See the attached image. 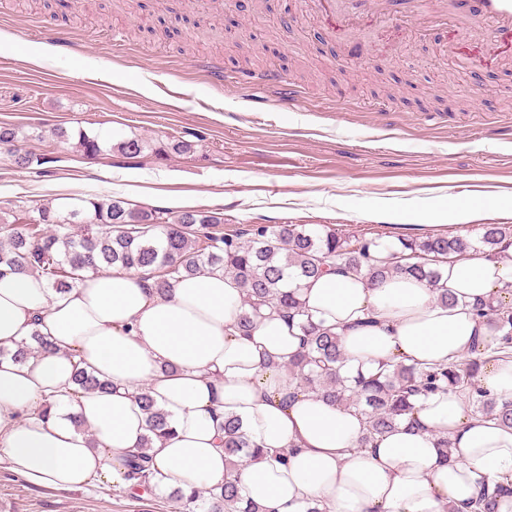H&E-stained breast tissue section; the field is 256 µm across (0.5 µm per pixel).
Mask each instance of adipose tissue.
<instances>
[{
	"label": "adipose tissue",
	"mask_w": 512,
	"mask_h": 512,
	"mask_svg": "<svg viewBox=\"0 0 512 512\" xmlns=\"http://www.w3.org/2000/svg\"><path fill=\"white\" fill-rule=\"evenodd\" d=\"M439 269L433 288L399 274L327 273L302 279L298 299L335 328L347 376L390 362L445 364L475 342L497 344L473 308L512 286V244ZM241 307V289L220 268L171 280L164 293L134 269L49 293L0 265V348L35 333L48 344L21 361L0 358V466L59 492L97 480L129 488L123 461L150 434L146 392L170 427L148 450L156 479L186 494L231 481L264 512L315 502L328 512H464L482 487L512 480V428L472 416L459 390L418 398L412 421L366 441L363 415L299 391L288 370L301 347L297 321L266 309L245 336ZM80 368L110 389L76 391ZM228 416L268 458L226 470ZM443 438L450 448H439Z\"/></svg>",
	"instance_id": "obj_1"
}]
</instances>
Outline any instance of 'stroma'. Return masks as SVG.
<instances>
[{
  "label": "stroma",
  "instance_id": "stroma-1",
  "mask_svg": "<svg viewBox=\"0 0 512 512\" xmlns=\"http://www.w3.org/2000/svg\"><path fill=\"white\" fill-rule=\"evenodd\" d=\"M0 0V122L27 132L20 148L46 163L17 168L0 151V208L28 214L58 198L168 197L224 215V227L304 224L394 243L427 235L416 215L495 195L458 226L512 225V52L479 70L484 25L397 26L394 14L331 34L315 0H270L265 11L182 8L139 0ZM276 38H269L270 28ZM252 43L262 63L236 48ZM368 68L351 65L352 43ZM456 44L460 54L447 53ZM224 67L214 82L209 67ZM278 71L299 92L278 105L258 76ZM197 140L194 156H85L52 131ZM0 512H181L170 493L139 496L98 481L74 492L0 469Z\"/></svg>",
  "mask_w": 512,
  "mask_h": 512
}]
</instances>
